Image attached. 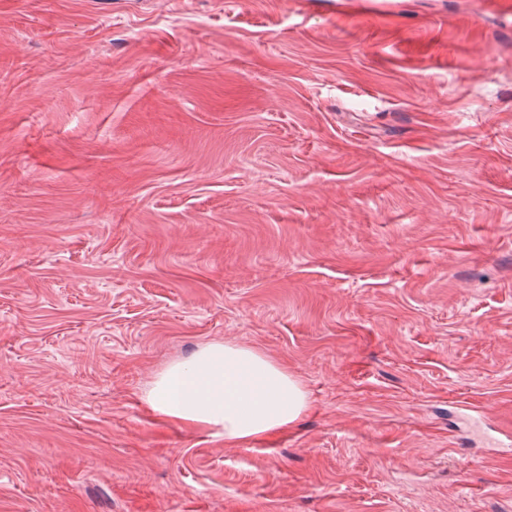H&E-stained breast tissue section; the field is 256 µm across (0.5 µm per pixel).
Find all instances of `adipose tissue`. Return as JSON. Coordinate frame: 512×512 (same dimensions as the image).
Segmentation results:
<instances>
[{
    "instance_id": "obj_1",
    "label": "adipose tissue",
    "mask_w": 512,
    "mask_h": 512,
    "mask_svg": "<svg viewBox=\"0 0 512 512\" xmlns=\"http://www.w3.org/2000/svg\"><path fill=\"white\" fill-rule=\"evenodd\" d=\"M148 402L165 418L217 430L228 445L292 425L308 406L299 381L276 362L223 343L172 364L156 379Z\"/></svg>"
}]
</instances>
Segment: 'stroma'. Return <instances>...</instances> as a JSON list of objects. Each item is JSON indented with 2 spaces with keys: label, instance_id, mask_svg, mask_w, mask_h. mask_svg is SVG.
<instances>
[{
  "label": "stroma",
  "instance_id": "stroma-1",
  "mask_svg": "<svg viewBox=\"0 0 512 512\" xmlns=\"http://www.w3.org/2000/svg\"><path fill=\"white\" fill-rule=\"evenodd\" d=\"M308 409L147 394L209 343ZM512 15L0 0V512H512ZM148 402L161 416L224 435L226 445L296 423L308 406L297 379L265 354L211 343L172 364L154 382Z\"/></svg>",
  "mask_w": 512,
  "mask_h": 512
}]
</instances>
